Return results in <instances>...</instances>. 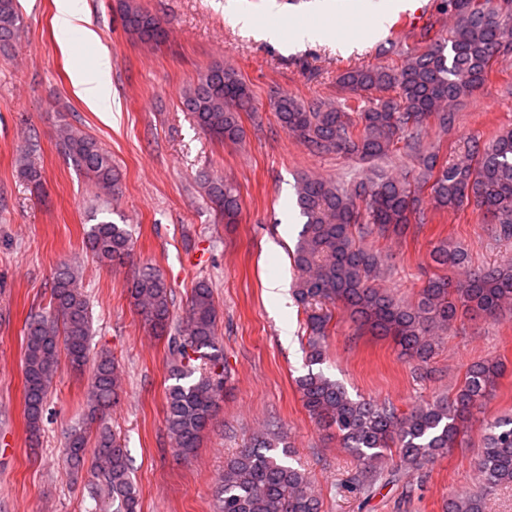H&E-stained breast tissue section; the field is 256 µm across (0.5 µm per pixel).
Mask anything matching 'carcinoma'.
<instances>
[{
    "label": "carcinoma",
    "instance_id": "cac0c4a2",
    "mask_svg": "<svg viewBox=\"0 0 512 512\" xmlns=\"http://www.w3.org/2000/svg\"><path fill=\"white\" fill-rule=\"evenodd\" d=\"M439 10L456 20L448 38L432 40L427 30L422 34L427 49L401 66L356 67L339 76V84L355 95L354 103L336 107L287 95L271 100L280 126L311 153L378 161L390 158L402 141L421 165L414 183L397 177L346 184L307 178L297 186L296 204L304 224L292 252L297 272L293 295L306 315L308 355L314 365L323 360L330 335V304L349 312L358 327L391 338L401 355L420 364L433 358L439 339L457 319L458 305L490 320L512 309L511 260L468 270L463 279L431 278L419 300L404 305L376 286L383 260L364 245L375 233L409 223L416 197L427 187L436 207L456 210L472 203L493 217L495 240L512 239V130L472 146L454 162H439L425 141L430 125L447 132L456 124V113L443 103L476 92L494 57L512 50V0H442ZM124 23L143 43L165 39L160 19L138 5L126 4ZM21 31L17 0H0V46L18 40ZM374 91L394 95L371 102L366 95ZM182 106L219 142L240 141V113L254 111L250 87L236 70L220 63L184 91ZM60 146L96 184L119 188L112 157L94 138L70 128L62 132ZM207 194L224 223H235L240 207L233 188L212 182ZM86 240L104 261L122 263L131 256L133 236L125 224L101 220L90 227ZM431 256L450 270L468 263L466 250L446 241L435 246ZM128 292L144 324L157 334H170V378L175 383L165 392V430L177 455L187 458L215 417L226 383L223 357L214 352L219 336L213 290L204 281L196 285L180 324L174 323L170 287L155 268L138 270ZM90 336L91 312L80 271L65 265L53 278L49 312L25 323L23 395L29 433L40 429L60 353L82 370ZM503 371L497 359L475 361L451 397L425 401L402 415L390 402L351 397L321 372L311 371L296 384L310 416L333 430L342 447L364 465L350 484L368 497L388 449H398L397 467L411 472L461 445L467 423L494 395ZM119 389L114 359L102 352L93 365L81 421L67 433L65 463L76 479L92 474L88 488L99 512H141L125 447L107 423ZM483 425L484 443L476 460L478 490L449 498L447 512H485L486 497L512 485V417L485 419ZM289 457L283 436L274 431L256 436L225 464L216 490L217 512H320L308 474L287 462Z\"/></svg>",
    "mask_w": 512,
    "mask_h": 512
}]
</instances>
